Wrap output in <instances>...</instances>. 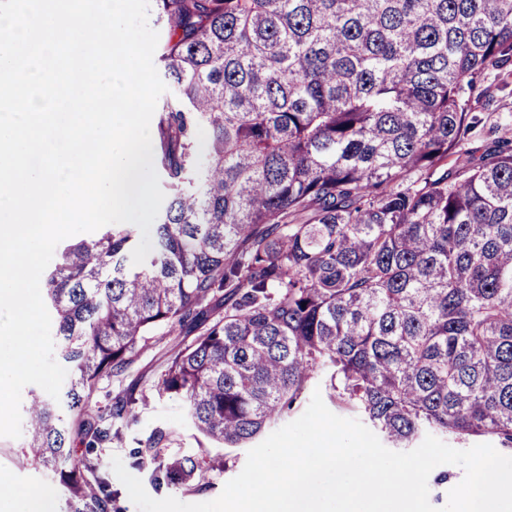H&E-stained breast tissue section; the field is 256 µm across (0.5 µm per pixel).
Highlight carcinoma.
Returning <instances> with one entry per match:
<instances>
[{"instance_id":"obj_1","label":"carcinoma","mask_w":512,"mask_h":512,"mask_svg":"<svg viewBox=\"0 0 512 512\" xmlns=\"http://www.w3.org/2000/svg\"><path fill=\"white\" fill-rule=\"evenodd\" d=\"M155 2L178 94L153 132L152 250L133 264L136 225L109 224L44 281L69 381L58 401L29 394L23 454L64 512H111L93 452L138 399L85 415L160 328L197 335L154 389L222 447L276 426L321 371L393 448H512V138L474 146L475 104L512 64V0ZM202 469L178 453L155 480Z\"/></svg>"}]
</instances>
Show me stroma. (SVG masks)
I'll return each mask as SVG.
<instances>
[{"label": "stroma", "mask_w": 512, "mask_h": 512, "mask_svg": "<svg viewBox=\"0 0 512 512\" xmlns=\"http://www.w3.org/2000/svg\"><path fill=\"white\" fill-rule=\"evenodd\" d=\"M190 341V335L183 332L172 333L164 329L157 331L150 348L138 358L123 381L102 382L92 399L90 411L94 414L109 409L115 396L125 389L133 390L135 397L141 400L136 421L122 426L120 438L97 451L101 474L112 480V512H138L125 486L114 477L112 458H120L126 470L142 481L152 498L172 496L184 503L206 502L217 498L225 484L236 477L245 465L246 449L219 448L201 442L185 419L181 401L159 396L151 388L156 372L173 349L189 344ZM159 430L168 433L169 450L190 451L203 456L209 465L204 485L188 490L155 485L153 471L157 462L147 453L146 447L150 437ZM22 444L19 438L0 437V474L9 477L18 494L50 490L56 495L55 506L60 510L64 502L59 498L61 490L58 484L41 468L23 460Z\"/></svg>", "instance_id": "obj_1"}]
</instances>
